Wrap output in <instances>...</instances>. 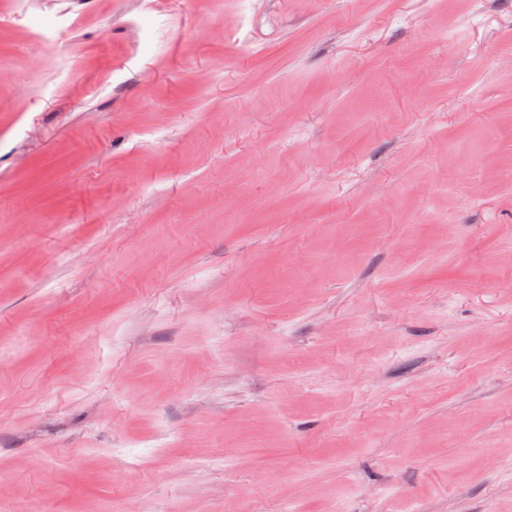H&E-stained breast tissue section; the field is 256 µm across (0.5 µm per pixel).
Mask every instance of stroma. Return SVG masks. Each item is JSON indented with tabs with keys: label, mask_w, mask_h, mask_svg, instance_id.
Segmentation results:
<instances>
[{
	"label": "stroma",
	"mask_w": 512,
	"mask_h": 512,
	"mask_svg": "<svg viewBox=\"0 0 512 512\" xmlns=\"http://www.w3.org/2000/svg\"><path fill=\"white\" fill-rule=\"evenodd\" d=\"M512 512V0H0V512Z\"/></svg>",
	"instance_id": "stroma-1"
}]
</instances>
